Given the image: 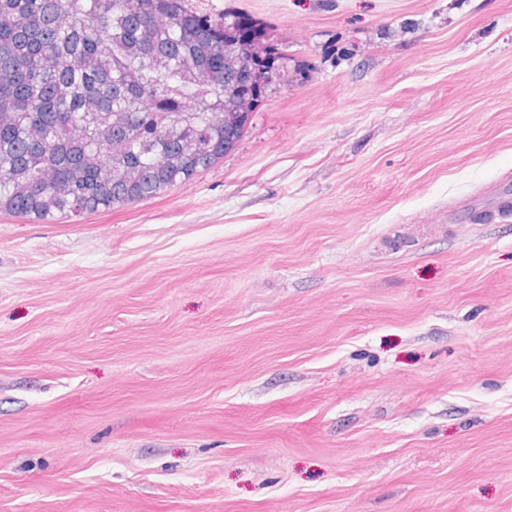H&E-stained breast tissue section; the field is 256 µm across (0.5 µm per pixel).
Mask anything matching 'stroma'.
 <instances>
[{"instance_id":"1","label":"stroma","mask_w":512,"mask_h":512,"mask_svg":"<svg viewBox=\"0 0 512 512\" xmlns=\"http://www.w3.org/2000/svg\"><path fill=\"white\" fill-rule=\"evenodd\" d=\"M303 64L137 203L0 212V512H512V0H196Z\"/></svg>"}]
</instances>
